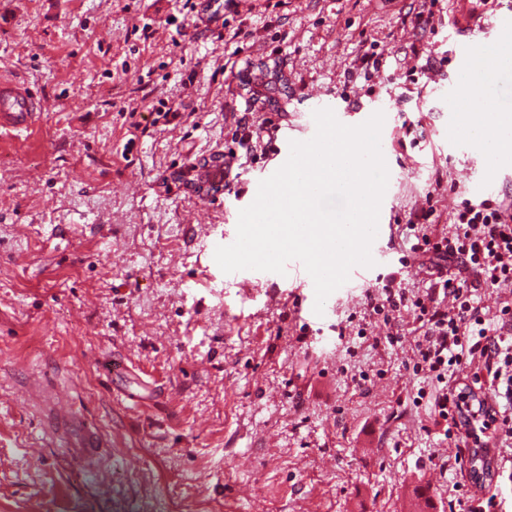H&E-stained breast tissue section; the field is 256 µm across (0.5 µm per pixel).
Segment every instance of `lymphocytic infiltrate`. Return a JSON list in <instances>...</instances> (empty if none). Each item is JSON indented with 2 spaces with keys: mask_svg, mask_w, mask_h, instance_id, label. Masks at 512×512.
I'll list each match as a JSON object with an SVG mask.
<instances>
[{
  "mask_svg": "<svg viewBox=\"0 0 512 512\" xmlns=\"http://www.w3.org/2000/svg\"><path fill=\"white\" fill-rule=\"evenodd\" d=\"M431 216L416 210L405 224L408 256L426 268L427 284L387 280L366 290L364 308L382 317L392 342L401 336L393 314L413 310L423 329L413 369L435 388V424L444 437L462 433L478 442L489 433L511 446L512 300L490 313L478 291L512 284V196L477 205L461 200L439 232ZM464 364L483 370V378L461 380L456 371Z\"/></svg>",
  "mask_w": 512,
  "mask_h": 512,
  "instance_id": "lymphocytic-infiltrate-1",
  "label": "lymphocytic infiltrate"
}]
</instances>
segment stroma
<instances>
[{
	"label": "stroma",
	"instance_id": "1",
	"mask_svg": "<svg viewBox=\"0 0 512 512\" xmlns=\"http://www.w3.org/2000/svg\"><path fill=\"white\" fill-rule=\"evenodd\" d=\"M422 0H0V81L29 87L48 108L21 138L0 132V512H114L160 490L170 512H414L427 485L435 512L456 483L512 512V447H490L496 474L473 484L457 440L443 439L430 403L413 406L419 325L399 342L359 337L363 291L399 275V219L424 206L435 171L439 224L455 191L478 202L466 157L448 154V111L471 84L458 61L453 0L435 33L402 24ZM225 23H218V16ZM152 35L142 38L143 24ZM245 26L228 41L225 26ZM444 59L408 90L371 85L365 53L414 66L410 46ZM255 83L267 71L287 93L254 97L225 73L232 56ZM387 112L391 188L384 265L315 295L254 272L242 295L214 260L240 209L271 173L274 152L238 155L237 180L200 201L192 165L223 159L242 113L303 122L317 99ZM174 111L170 122L161 113ZM147 126L133 135L132 122ZM62 395L105 446L95 468L74 459L45 423L33 390Z\"/></svg>",
	"mask_w": 512,
	"mask_h": 512
}]
</instances>
